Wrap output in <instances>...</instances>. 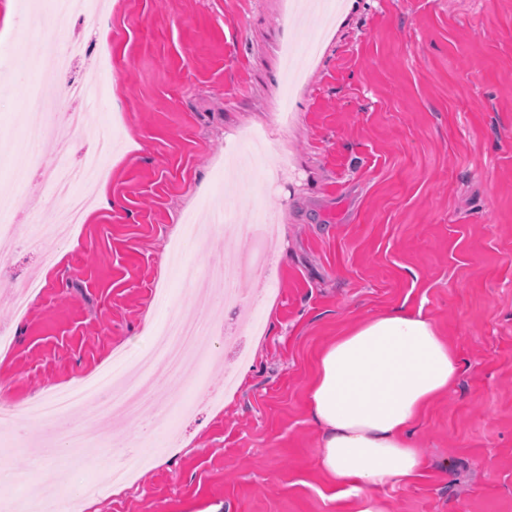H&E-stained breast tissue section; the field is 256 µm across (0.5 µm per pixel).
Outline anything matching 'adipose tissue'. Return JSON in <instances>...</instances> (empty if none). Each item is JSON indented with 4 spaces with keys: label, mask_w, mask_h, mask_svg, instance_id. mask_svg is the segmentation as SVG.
<instances>
[{
    "label": "adipose tissue",
    "mask_w": 512,
    "mask_h": 512,
    "mask_svg": "<svg viewBox=\"0 0 512 512\" xmlns=\"http://www.w3.org/2000/svg\"><path fill=\"white\" fill-rule=\"evenodd\" d=\"M459 361L427 319L402 310L337 338L315 362L308 392L320 429L316 463L332 485L363 493L420 473L411 436L457 378Z\"/></svg>",
    "instance_id": "obj_1"
}]
</instances>
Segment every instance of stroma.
<instances>
[{
  "mask_svg": "<svg viewBox=\"0 0 512 512\" xmlns=\"http://www.w3.org/2000/svg\"><path fill=\"white\" fill-rule=\"evenodd\" d=\"M24 2L0 0V61L31 26ZM103 18L111 50L70 76L100 91L82 104L89 132L120 140L106 165L116 205L45 239L43 257L0 253L46 274L24 317L9 301L18 282L0 276V325L16 337L0 402L46 395L116 350L136 365L171 309L214 311L209 294L179 293L168 264L182 213L222 194L279 229L269 267L234 282L262 329L223 405L208 400L224 366L188 364L200 408L176 447L115 491L107 445L47 456L57 489L94 479L84 512H512V0H354L292 91V0H99L75 35ZM5 79L6 137L31 78L13 67ZM284 105L288 125L242 190L230 153ZM254 249L247 231L188 244L184 260L205 273ZM393 310L429 319L460 371L414 433L427 467L358 494L319 470L307 393L327 345Z\"/></svg>",
  "mask_w": 512,
  "mask_h": 512,
  "instance_id": "stroma-1",
  "label": "stroma"
}]
</instances>
